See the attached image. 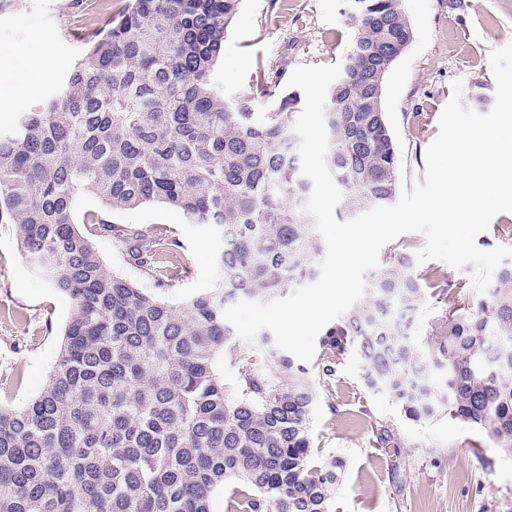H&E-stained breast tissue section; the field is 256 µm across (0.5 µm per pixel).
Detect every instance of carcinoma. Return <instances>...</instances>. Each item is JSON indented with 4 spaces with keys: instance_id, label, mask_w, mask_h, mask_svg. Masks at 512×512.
I'll return each mask as SVG.
<instances>
[{
    "instance_id": "obj_1",
    "label": "carcinoma",
    "mask_w": 512,
    "mask_h": 512,
    "mask_svg": "<svg viewBox=\"0 0 512 512\" xmlns=\"http://www.w3.org/2000/svg\"><path fill=\"white\" fill-rule=\"evenodd\" d=\"M354 33L328 90L326 163L352 219L394 202L398 149L384 112L413 25L403 0H350ZM240 0H132L107 21L39 112L0 132V223L71 301L41 392L0 405V512H333L342 462L317 460L309 370L269 333L248 344L224 319L314 279L324 243L304 211L294 113L230 102L210 73ZM92 195L114 211L161 201L221 235L208 291L168 304L109 272L74 219ZM119 246L155 284L181 275L163 232ZM448 280L384 256L362 299L322 337L320 371L356 353L370 391L413 421L446 414L512 453V263L475 304L416 313ZM232 375L224 377V368Z\"/></svg>"
}]
</instances>
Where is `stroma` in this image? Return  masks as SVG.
Returning <instances> with one entry per match:
<instances>
[{
  "label": "stroma",
  "instance_id": "1",
  "mask_svg": "<svg viewBox=\"0 0 512 512\" xmlns=\"http://www.w3.org/2000/svg\"><path fill=\"white\" fill-rule=\"evenodd\" d=\"M0 0V75L16 70L22 56L58 63L46 79L22 84L10 103H0V130L14 127L25 112L40 111L63 84L106 16L129 0ZM413 39L392 65L384 110L408 182L421 179L425 152L438 134L442 109L455 80L464 104L480 113L495 102L491 50L512 41V0H404ZM353 35L346 0H240L212 71L220 95L241 101L264 84L268 108L301 65L340 62ZM79 212L103 213L105 229L82 225L106 268L177 304L206 292L216 274L219 239L209 226L190 224L161 203L114 212L88 195ZM162 230L176 238L184 266L179 282L159 288L114 246L115 232ZM449 282L416 315L426 327L460 301L476 302L470 269L426 262ZM71 302L24 258L13 225L0 224V404L18 407L45 386L58 357ZM336 375L321 388L310 419L317 457L342 458L334 512H512V455L499 452L484 434L442 415L427 422L404 416L391 398L366 390L354 358L338 360Z\"/></svg>",
  "mask_w": 512,
  "mask_h": 512
}]
</instances>
